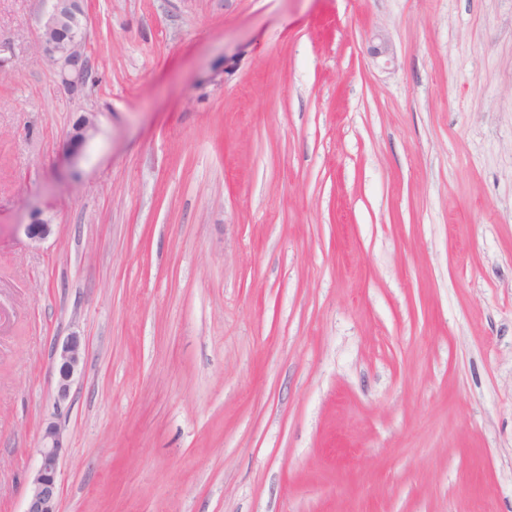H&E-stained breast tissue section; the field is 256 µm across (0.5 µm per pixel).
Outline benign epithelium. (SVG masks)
Instances as JSON below:
<instances>
[{
  "label": "benign epithelium",
  "instance_id": "obj_1",
  "mask_svg": "<svg viewBox=\"0 0 512 512\" xmlns=\"http://www.w3.org/2000/svg\"><path fill=\"white\" fill-rule=\"evenodd\" d=\"M40 27L39 49L43 58L56 72L60 84L70 92L81 89L87 79L86 33L76 25L82 15L81 0H47ZM370 53L375 58L394 60L388 38L382 32L373 34ZM96 131L94 113H82L73 124L66 141L71 155L83 152ZM52 231L50 220L37 212L25 225L26 236L39 241ZM85 345L78 336H70L53 349L56 372L54 403L66 407L71 398L74 378L84 358ZM63 434L55 422L47 423L40 436V463L33 475L31 489L24 512H58L57 502L61 491V455Z\"/></svg>",
  "mask_w": 512,
  "mask_h": 512
}]
</instances>
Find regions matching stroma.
<instances>
[{"label": "stroma", "mask_w": 512, "mask_h": 512, "mask_svg": "<svg viewBox=\"0 0 512 512\" xmlns=\"http://www.w3.org/2000/svg\"><path fill=\"white\" fill-rule=\"evenodd\" d=\"M85 9L74 94L0 0V512L50 422L58 512H512V0ZM96 131L94 113L83 112L73 124L66 141L67 151L72 156L83 152ZM85 345L79 336L68 337L53 349V365L56 372L54 403L57 409L66 407L71 398L74 378L84 358Z\"/></svg>", "instance_id": "1"}]
</instances>
